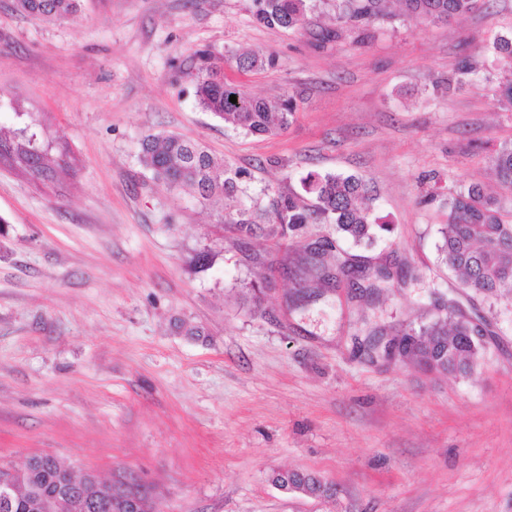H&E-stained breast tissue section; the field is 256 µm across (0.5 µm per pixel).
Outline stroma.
Instances as JSON below:
<instances>
[{
	"label": "stroma",
	"instance_id": "stroma-1",
	"mask_svg": "<svg viewBox=\"0 0 512 512\" xmlns=\"http://www.w3.org/2000/svg\"><path fill=\"white\" fill-rule=\"evenodd\" d=\"M389 9L323 45L332 0L298 30L259 24L253 0H83L58 21L0 0V127L32 118L53 169L36 182L0 163V466L49 454L78 476L132 473L152 512H512V296L465 294L438 252L449 194L478 183L512 215L492 177L512 112L487 49L512 34V0L447 24ZM204 46L248 95L295 94L287 128L202 111L184 71ZM242 51L275 64L239 73ZM467 57L475 72L447 85ZM158 133L206 145L234 194L158 187L141 148ZM312 174L366 180L388 232L366 247L331 224L225 222L304 195ZM328 241V269L358 273L292 304ZM381 264L392 279L374 293L364 270ZM448 301L485 323L469 376L370 354ZM281 470L336 495L284 492Z\"/></svg>",
	"mask_w": 512,
	"mask_h": 512
}]
</instances>
